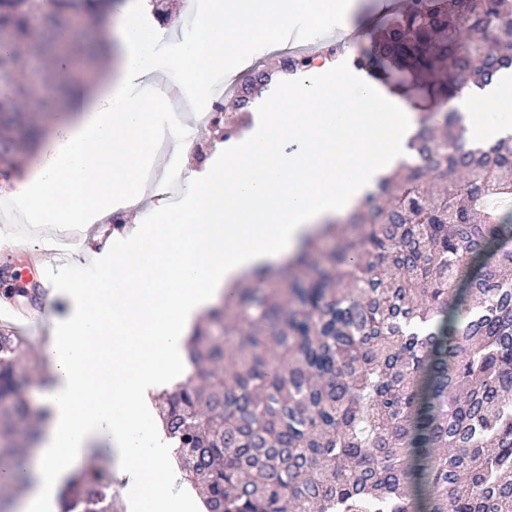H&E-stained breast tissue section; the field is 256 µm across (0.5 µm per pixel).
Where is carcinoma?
Masks as SVG:
<instances>
[{"mask_svg":"<svg viewBox=\"0 0 512 512\" xmlns=\"http://www.w3.org/2000/svg\"><path fill=\"white\" fill-rule=\"evenodd\" d=\"M114 0H0V180L41 126L18 74L72 15ZM43 17L40 27L32 19ZM512 0H410L359 67L389 72L422 110L418 162L381 179L308 241L281 278L236 289L190 339L195 367L160 417L207 512H512V138L467 147L456 112L428 106L512 71ZM270 77L233 100L224 138L251 125ZM224 327L226 343L211 332ZM37 364L0 325V468L23 472L39 437L24 388ZM101 463L63 489L62 512H112Z\"/></svg>","mask_w":512,"mask_h":512,"instance_id":"1","label":"carcinoma"}]
</instances>
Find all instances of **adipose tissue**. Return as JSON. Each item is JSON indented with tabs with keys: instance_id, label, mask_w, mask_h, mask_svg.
I'll list each match as a JSON object with an SVG mask.
<instances>
[{
	"instance_id": "obj_1",
	"label": "adipose tissue",
	"mask_w": 512,
	"mask_h": 512,
	"mask_svg": "<svg viewBox=\"0 0 512 512\" xmlns=\"http://www.w3.org/2000/svg\"><path fill=\"white\" fill-rule=\"evenodd\" d=\"M346 14L348 0H208L195 34L165 61L151 54L153 35L126 6L108 40L118 49L106 73L75 109L59 113L49 136L26 158L10 192L31 224L92 227L84 252L99 261L105 291L66 277L64 316L40 349L53 378L40 389L47 416L30 470L0 475L21 489L16 512H60L58 491L77 470L108 456L138 498L133 512H181L174 488L177 448L158 437L144 446L141 422L153 417L150 396L178 381L187 337L198 318L218 306L245 275L277 269L324 224L372 190L378 177L409 158L412 116L380 104L366 85L350 91L330 57L332 72L317 83L300 74L291 97L265 94L266 110L244 142L204 178L189 177L182 205L156 223L130 230L108 225L112 200L137 207L153 165L160 115L132 91L157 75L202 89L247 43L279 47L288 21L308 8ZM464 136L491 144L512 135V124L489 123L486 112L512 111V76L476 90L459 89Z\"/></svg>"
}]
</instances>
